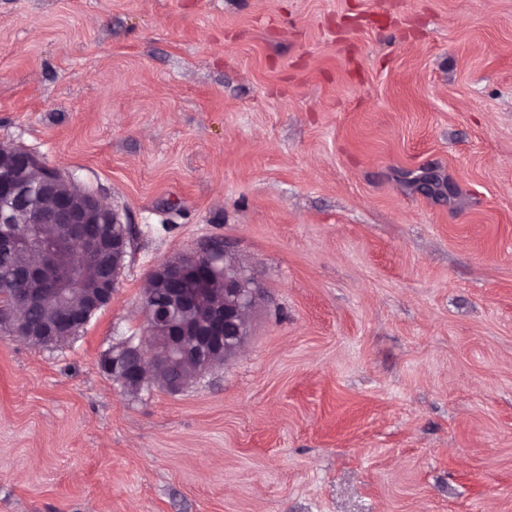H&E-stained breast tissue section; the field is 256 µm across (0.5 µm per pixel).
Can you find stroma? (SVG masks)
<instances>
[{"mask_svg": "<svg viewBox=\"0 0 512 512\" xmlns=\"http://www.w3.org/2000/svg\"><path fill=\"white\" fill-rule=\"evenodd\" d=\"M0 143L132 232L70 339L0 325V512H512V0H0ZM215 240L245 344L129 392ZM226 257L222 244L214 242L201 251L167 260L152 270L148 277L150 288L141 304L144 336L123 342L103 359L102 367L129 385L136 378L156 373L161 363H174L185 348L197 353L196 374L235 355L248 336L259 290L244 266L236 260L226 262ZM219 262L224 274L222 299L218 304H208L213 286L221 276L215 273ZM168 281L176 283L178 288H166ZM187 307L200 309L197 325L185 323L193 319L191 314L183 316L185 322L181 320V312ZM159 329L165 332L164 348H159L152 336ZM152 385L167 388L166 375L158 374L141 385L131 383L127 389L138 393Z\"/></svg>", "mask_w": 512, "mask_h": 512, "instance_id": "stroma-1", "label": "stroma"}]
</instances>
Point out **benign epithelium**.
I'll use <instances>...</instances> for the list:
<instances>
[{"label":"benign epithelium","mask_w":512,"mask_h":512,"mask_svg":"<svg viewBox=\"0 0 512 512\" xmlns=\"http://www.w3.org/2000/svg\"><path fill=\"white\" fill-rule=\"evenodd\" d=\"M61 173L44 166L32 154L18 155L14 147L0 144V223H13L10 205L36 191L50 200L40 210L36 227L27 236H0V251H27L38 260L18 272V282L26 285L22 295L25 306L32 307L60 298L66 288L84 287V272L91 267L96 279L84 295V308L72 311L60 308L57 319L42 327V333L64 340L86 320V312L112 302L116 287V267L123 264L131 248V231L109 236L97 224H119L118 214L100 199L75 206L58 194ZM57 228L50 246L39 244V225ZM226 256L223 246L214 242L201 251L189 252L167 260L152 270L150 288L142 298L144 335L123 342L102 361L112 377L130 384L139 377L157 372L161 363H172L183 350L196 352V373L235 355L242 347L250 317L256 308L259 290L241 263ZM224 274L222 299L209 304L214 285L220 280L215 267ZM187 307L200 309V320L189 325L181 320Z\"/></svg>","instance_id":"obj_1"}]
</instances>
